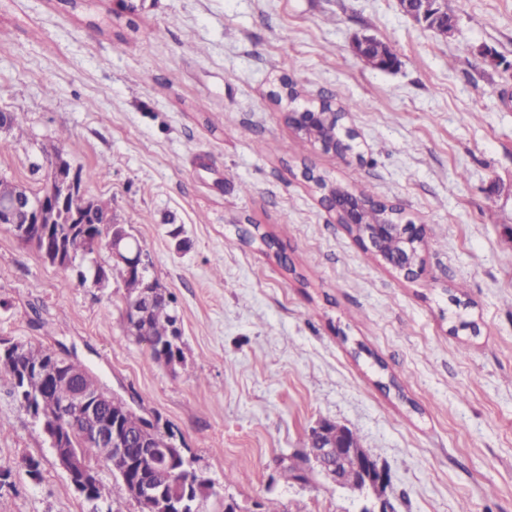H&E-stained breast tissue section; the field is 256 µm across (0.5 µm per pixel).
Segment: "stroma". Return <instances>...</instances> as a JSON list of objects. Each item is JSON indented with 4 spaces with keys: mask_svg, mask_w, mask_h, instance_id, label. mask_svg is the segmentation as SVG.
Wrapping results in <instances>:
<instances>
[{
    "mask_svg": "<svg viewBox=\"0 0 512 512\" xmlns=\"http://www.w3.org/2000/svg\"><path fill=\"white\" fill-rule=\"evenodd\" d=\"M89 2L0 0V110L23 118L0 177L39 190L54 152L92 171L175 298L182 359H152L119 278L80 285L1 225L0 342L67 350L170 427L209 512H361L321 475L280 477L322 420L389 470L394 512H512V0H453L446 37L398 0ZM365 36L397 70L356 54ZM323 100L357 133L348 159L288 124ZM308 170L424 225V274L369 255ZM1 465L0 512H87L4 382Z\"/></svg>",
    "mask_w": 512,
    "mask_h": 512,
    "instance_id": "1",
    "label": "stroma"
}]
</instances>
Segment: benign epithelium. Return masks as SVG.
<instances>
[{
    "label": "benign epithelium",
    "instance_id": "7a95c632",
    "mask_svg": "<svg viewBox=\"0 0 512 512\" xmlns=\"http://www.w3.org/2000/svg\"><path fill=\"white\" fill-rule=\"evenodd\" d=\"M443 0H400L402 11L416 21L446 35L448 21L439 20L436 4ZM288 123L300 134L306 135L316 130L323 121L334 118L341 120L342 113L328 109L324 105L308 107L302 111L287 112ZM354 133L347 129L342 137L332 144H320L325 151L333 152L339 159H346L352 151ZM47 190L37 195L29 190H22L12 203L0 206V224L10 226L14 234L23 240L41 241L44 258L48 262L60 263L62 253L57 242L51 237L53 224H86V211L70 210L68 200L81 191L79 174L71 164L57 154L46 158ZM320 204L329 213L334 214L337 223L345 226L355 234L356 239L368 250L375 253L391 268L404 273L407 277H419L424 273V261L421 250L425 245V228L416 224L400 222V209L380 200L371 203L364 201L357 193L335 187H320ZM106 223L110 228L106 238L107 248L112 252V258L122 262L127 271L148 280L150 287H155V279L150 276L152 266L150 257L143 248L137 247L130 251L125 249L124 242L129 238L115 217L108 216ZM393 235L403 243L398 250L387 253L383 250L385 237ZM99 247L88 246L87 236L83 235L69 245L67 256L91 257L98 252ZM154 296L143 297L125 306V317L134 320L147 315ZM85 368L79 367L65 379H60L54 370H44L40 377L51 383L65 384L70 396L61 405V419L51 425L42 423L50 448L57 459L60 468L74 491L83 499L90 497L91 487L85 481L77 482L75 476L97 479L96 472L89 462L78 451L67 445V438L72 430L81 429L84 438L109 444L118 456H125V450L134 440L136 433L117 422L110 420L108 408L112 407V399L102 400L91 394L82 384L81 376ZM332 423L321 422L312 429L311 447L305 449L304 456L308 465L316 468L328 480L340 488H347L362 496L370 492H379L390 483V474L377 466L376 462L361 448L358 437L346 430L338 437L330 432ZM152 450L144 451L138 458L127 461L123 481L129 495L143 501L155 502L157 512H201V502L189 501L183 504L171 505L162 500L157 487L142 478V474L153 465ZM350 464L359 472V480L352 484L344 480L341 465ZM169 466L178 470L187 481H192L193 474L199 469L186 458H173Z\"/></svg>",
    "mask_w": 512,
    "mask_h": 512
}]
</instances>
